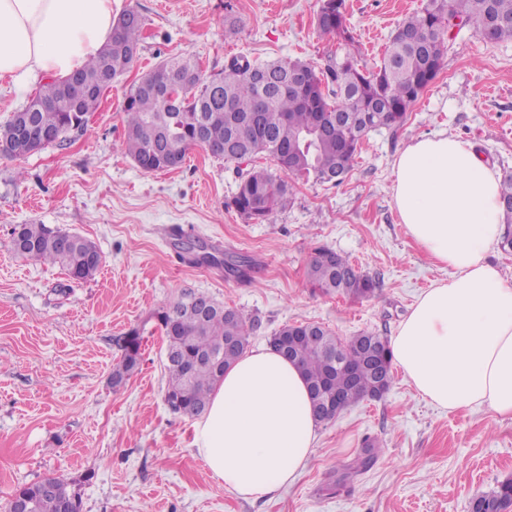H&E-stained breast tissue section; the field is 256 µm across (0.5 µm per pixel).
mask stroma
<instances>
[{"instance_id":"obj_1","label":"stroma","mask_w":512,"mask_h":512,"mask_svg":"<svg viewBox=\"0 0 512 512\" xmlns=\"http://www.w3.org/2000/svg\"><path fill=\"white\" fill-rule=\"evenodd\" d=\"M423 0H347L361 43L389 39ZM144 22L140 55L105 90L89 134L23 159L0 157V512L19 487L68 478L83 512H470L479 495L512 479V418L488 409L447 411L395 371L381 399L317 427L297 481L273 499L225 489L193 445L194 418L165 401L166 343L155 314L181 292L213 297L260 328L251 347L285 325L311 321L348 338L394 336L418 296L449 271L407 235L391 199L393 162L409 142L445 133L470 143L497 173L512 172V39L453 36L444 66L397 130L372 132L344 183L296 180L271 222H246L225 201L237 165L202 148L182 167L145 172L126 154L122 103L165 57L194 55L205 73L231 56L323 63L336 42L316 26L320 0H120ZM43 224L98 247L100 270L72 281L62 268L19 258L11 231ZM231 259L246 277L178 256L177 227ZM349 257L375 277L374 297L311 292L314 247ZM143 342L137 370L112 372L129 329ZM381 453L350 467L365 441Z\"/></svg>"}]
</instances>
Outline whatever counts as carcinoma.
Segmentation results:
<instances>
[{"instance_id":"obj_1","label":"carcinoma","mask_w":512,"mask_h":512,"mask_svg":"<svg viewBox=\"0 0 512 512\" xmlns=\"http://www.w3.org/2000/svg\"><path fill=\"white\" fill-rule=\"evenodd\" d=\"M460 19L477 35L496 21H512V0H424L422 8L405 17L398 29L421 35L422 45L406 42L395 32L389 39L383 62L370 70L359 64V44L346 14L345 0H321L316 24L336 40L338 52L324 66L306 61L257 62L234 57L224 70L205 74L197 59L188 53L161 60L135 83L125 96L123 146L140 169L146 172L181 167L187 151L208 150L226 163L237 156L267 155L276 171L254 166L242 173L226 206L254 224L268 223L288 204L290 181L305 179L337 186L351 171L355 157L368 135L381 129L402 126L409 110L443 68L448 52V18ZM143 22L119 17L112 40L89 58L78 73L93 85L104 74L117 78L136 61ZM298 68L309 74L301 88L288 86V72ZM254 69L272 71L278 85L257 84ZM184 88L176 100L166 96L164 86ZM101 92L92 90L80 98L69 93V79L48 78L40 83L29 101L30 123L39 129L62 133L42 149L62 147L72 135L88 133L87 115L97 110ZM13 121L0 126V154L20 158L14 144ZM512 173L501 179L500 203L506 224L501 247L512 249ZM60 229L44 224H20L12 231L14 251L34 262L59 265L73 280L94 276L102 264L96 245L75 234L69 249L61 246ZM185 253L220 265L222 261L205 252V246L188 241ZM310 287L324 294L357 300L376 293L375 278L355 269L344 255L331 248L313 249L307 267ZM206 300L215 310L204 316L180 310L178 298L156 315L166 338V399L171 409L186 416L206 411L211 392L224 371L246 351L259 327L256 319L243 316L215 302L210 296L191 293ZM310 322L288 324L271 336H297L291 341L292 363L298 365L314 401L325 392L343 395L344 408L364 400L379 399L394 382L392 354L386 337L367 333L368 344L356 337L341 339L323 325L313 332L314 342L303 341ZM122 356L113 375H131L140 360L141 336L133 328L120 338ZM339 349L350 368L329 370L322 348ZM378 456L376 443L365 442L357 458L359 472L371 467ZM32 512H82V500L68 481L49 476L24 486ZM484 512H509L512 508V479L484 497Z\"/></svg>"}]
</instances>
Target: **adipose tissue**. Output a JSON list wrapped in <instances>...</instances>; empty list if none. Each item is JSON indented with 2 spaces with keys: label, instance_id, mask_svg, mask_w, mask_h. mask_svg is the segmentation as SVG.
Returning a JSON list of instances; mask_svg holds the SVG:
<instances>
[{
  "label": "adipose tissue",
  "instance_id": "obj_1",
  "mask_svg": "<svg viewBox=\"0 0 512 512\" xmlns=\"http://www.w3.org/2000/svg\"><path fill=\"white\" fill-rule=\"evenodd\" d=\"M113 3L0 0V78L34 83L81 69L112 36ZM393 174L410 237L451 271L392 337L393 362L439 408L512 417V281L489 259L506 231L500 182L472 145L445 134L407 144ZM316 440L300 371L261 347L225 371L193 444L225 488L257 500L297 479Z\"/></svg>",
  "mask_w": 512,
  "mask_h": 512
}]
</instances>
